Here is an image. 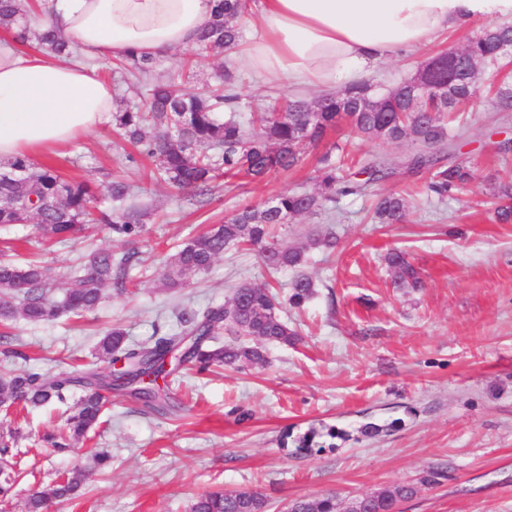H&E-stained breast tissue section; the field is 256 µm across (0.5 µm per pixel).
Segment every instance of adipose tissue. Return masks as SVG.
Wrapping results in <instances>:
<instances>
[{
    "instance_id": "ef3b65f1",
    "label": "adipose tissue",
    "mask_w": 512,
    "mask_h": 512,
    "mask_svg": "<svg viewBox=\"0 0 512 512\" xmlns=\"http://www.w3.org/2000/svg\"><path fill=\"white\" fill-rule=\"evenodd\" d=\"M214 0H56L39 18L75 46L69 61L0 34V163L54 152L111 122L114 91L93 62L196 47ZM258 35L240 56L261 77L338 91L381 62L475 23L512 24V0H253Z\"/></svg>"
}]
</instances>
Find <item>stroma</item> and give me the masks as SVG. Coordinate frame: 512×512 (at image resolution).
Listing matches in <instances>:
<instances>
[{
  "label": "stroma",
  "instance_id": "stroma-1",
  "mask_svg": "<svg viewBox=\"0 0 512 512\" xmlns=\"http://www.w3.org/2000/svg\"><path fill=\"white\" fill-rule=\"evenodd\" d=\"M477 31L468 26L400 52L370 80L385 88L399 84ZM228 62L243 107L289 91L287 83L263 81L241 59L214 51L197 56L195 87ZM500 78L481 67L478 96L460 107L454 157L474 178L442 201L421 195L427 172L406 169L420 144L369 141L345 128L307 147L296 168L260 181L219 180L198 202L150 181L148 162L133 157L109 124L45 156L44 164L72 179L101 185L123 177L135 187L133 205L150 215L131 245L101 224L88 225L76 239L44 244L33 241L32 225L0 229L16 259L40 254L59 289L70 267L92 250L138 253L129 271L132 293L105 289L98 307L79 318L10 322L4 332L11 346L29 356L14 366L55 373L99 368L95 348L108 329H125L132 343L175 333L182 309L228 301L244 283L277 282L283 316L300 339L264 345L266 361L259 365L185 371L171 387L178 404L171 414L113 395L111 423L97 426L71 454L51 452L44 441L62 426L64 406L0 411V427L20 433L23 472L0 512H24L33 489L90 464L103 448L112 455L111 468L89 476L76 498L53 501L48 512H189L198 495L222 489L259 492L269 512H285L303 498L333 492L344 499L406 483L416 492L398 512H512V223H498L492 206L494 188L512 174V112H499L494 97ZM341 140L362 164L385 162L393 173L369 195L342 199L333 213H308L280 226V244L308 249L301 270L271 273L256 252L231 247L188 287H164L166 260L179 244L283 191H315L319 158ZM398 190L411 195L405 219L371 223L375 194ZM326 232L337 238L332 254L309 248L310 238ZM392 248L406 253L422 287L394 286L385 262ZM300 273L313 280L315 293L295 307L288 298ZM13 365L0 357V371ZM368 422L383 425V432L361 434ZM332 427L349 440L301 452L281 444L283 434L296 438Z\"/></svg>",
  "mask_w": 512,
  "mask_h": 512
}]
</instances>
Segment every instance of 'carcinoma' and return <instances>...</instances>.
I'll return each instance as SVG.
<instances>
[{"instance_id": "carcinoma-1", "label": "carcinoma", "mask_w": 512, "mask_h": 512, "mask_svg": "<svg viewBox=\"0 0 512 512\" xmlns=\"http://www.w3.org/2000/svg\"><path fill=\"white\" fill-rule=\"evenodd\" d=\"M249 12V0H215L212 20L201 33L197 50L234 51L244 36L242 18ZM31 5L25 0H0V26L16 31L22 42L31 39L59 56L73 55L70 45L53 30L31 32L28 17ZM512 42V25L486 27L468 39L457 56V79L447 85L445 76L435 83L414 86L411 77L392 89L363 82L336 94H324L315 102L302 99H273L262 112L240 114V96L234 89L232 69L223 70L222 83L212 89L195 91L187 87L184 73L166 79L155 76L158 60L133 54L117 60V65L133 85L141 90L144 101L112 113V123L139 154L154 160L162 181L188 196L211 190L221 175L243 173L264 179L279 170L293 169L302 159L301 147L317 144L328 130L345 121L366 140L398 142L407 137L425 147H448V158L418 153L408 162L412 172L429 173L426 195L448 197L468 183L472 171L453 161L457 129L450 113L477 95V80L469 79L471 64L495 65L500 47ZM337 156L325 153L316 177L318 192L286 191L262 207H246L231 217L183 242L170 256L167 286L183 288L189 277L208 271L231 245L257 249L263 264L272 270L296 268L304 262V252L288 249L275 241L278 226L296 215L325 208L341 199L368 192L369 187L392 175L383 163L359 166L342 146L334 145ZM365 174L364 181L356 177ZM134 186L117 178L107 186L108 206L100 208V187L88 182L66 179L56 168L19 158L0 165V225L33 224L43 236L64 239L80 230L81 224L97 212L95 221L107 226L109 233L128 242L142 231V215L127 202ZM502 203L495 208L501 224L512 222V186L499 189ZM410 200L399 192L380 197L372 212L378 224L401 222ZM138 252L114 254L94 250L69 277V287L57 295L49 269L42 262H0V321L21 318L33 323H52L63 316L94 310L105 288L118 294L128 292V272ZM397 288H417L421 280L405 254L393 250L386 257ZM290 302L300 306L314 295V284L304 275L291 284ZM179 331L153 336L130 345L120 327L108 330L98 343V355L109 365L122 363L117 374L82 371L52 375L40 370H10L0 376V408L26 410L52 404H64L77 388L83 394L70 406L64 429L45 437L55 452H69L108 415L110 405L103 392H122L154 413L164 414L172 407L170 380L183 366L198 371L213 366L250 365L264 362L258 347L222 344L220 336H246L266 343L293 345L296 330L280 315L276 295L267 288L243 284L230 301L210 303L203 308L185 309L179 317ZM18 436L0 431V500L12 495L21 476L11 459ZM83 473L74 469L54 484L34 491L26 501L25 512H43L54 499H73ZM416 492L412 484L365 498L349 500L345 512H396L399 502ZM339 498L328 493L316 500H299L293 512H337ZM267 500L258 492L222 490L206 492L191 505V512H266Z\"/></svg>"}]
</instances>
